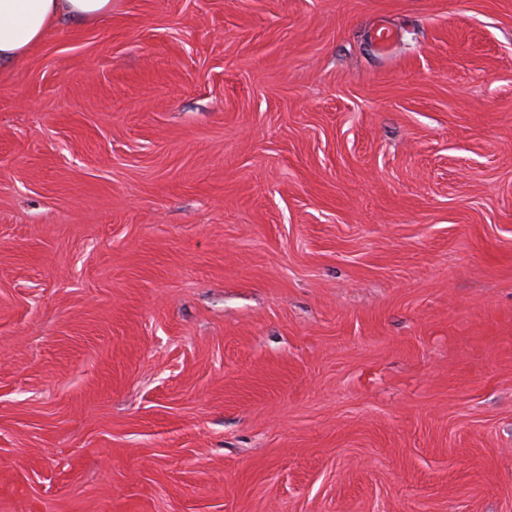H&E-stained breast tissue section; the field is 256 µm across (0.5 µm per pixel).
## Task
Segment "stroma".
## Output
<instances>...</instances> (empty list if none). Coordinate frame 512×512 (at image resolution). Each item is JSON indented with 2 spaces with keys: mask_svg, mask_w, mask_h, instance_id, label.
<instances>
[{
  "mask_svg": "<svg viewBox=\"0 0 512 512\" xmlns=\"http://www.w3.org/2000/svg\"><path fill=\"white\" fill-rule=\"evenodd\" d=\"M0 512H512V0H112L1 74Z\"/></svg>",
  "mask_w": 512,
  "mask_h": 512,
  "instance_id": "1",
  "label": "stroma"
}]
</instances>
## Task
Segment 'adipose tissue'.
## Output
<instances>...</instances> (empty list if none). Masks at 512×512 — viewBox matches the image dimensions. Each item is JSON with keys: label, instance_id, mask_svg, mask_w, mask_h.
<instances>
[{"label": "adipose tissue", "instance_id": "adipose-tissue-1", "mask_svg": "<svg viewBox=\"0 0 512 512\" xmlns=\"http://www.w3.org/2000/svg\"><path fill=\"white\" fill-rule=\"evenodd\" d=\"M112 0H0V73L25 57L60 21L91 23Z\"/></svg>", "mask_w": 512, "mask_h": 512}]
</instances>
